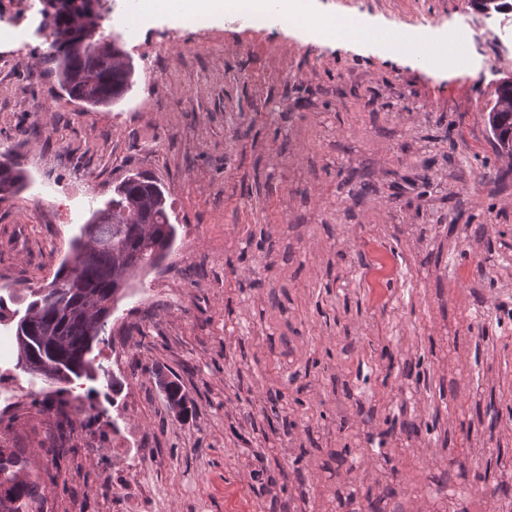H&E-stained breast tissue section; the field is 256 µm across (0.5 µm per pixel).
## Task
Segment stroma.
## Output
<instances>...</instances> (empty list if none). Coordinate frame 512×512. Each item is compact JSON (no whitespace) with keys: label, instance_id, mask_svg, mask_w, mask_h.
I'll list each match as a JSON object with an SVG mask.
<instances>
[{"label":"stroma","instance_id":"1","mask_svg":"<svg viewBox=\"0 0 512 512\" xmlns=\"http://www.w3.org/2000/svg\"><path fill=\"white\" fill-rule=\"evenodd\" d=\"M396 29L460 30L438 69L369 45L308 42L227 17L186 29L157 10L96 35L136 68L85 111L39 63L36 18L0 42V155L28 180L0 200V337L10 297L52 280L93 208L137 172L168 192L174 246L141 272L92 355L119 378L20 397L0 448L26 459L43 512L83 497L121 447L158 454L144 512H489L512 487V161L485 112L512 75V13L469 0H319ZM178 379L189 416L159 387Z\"/></svg>","mask_w":512,"mask_h":512}]
</instances>
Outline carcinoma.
Instances as JSON below:
<instances>
[{
  "mask_svg": "<svg viewBox=\"0 0 512 512\" xmlns=\"http://www.w3.org/2000/svg\"><path fill=\"white\" fill-rule=\"evenodd\" d=\"M73 0H51V13L42 11L43 23L52 30L50 50L42 65L54 72L62 90L88 110L110 107L125 98L134 85L135 67L120 46L107 43L96 51L68 50L93 25L95 12L69 6ZM506 102L490 124L498 148L512 139V86L503 87ZM27 175L8 158L0 161V200L19 193ZM176 238L170 223L164 191L152 180L135 176L114 189L112 199L91 211L79 235L71 241L68 256L50 284L29 287L12 297L26 304L15 329L17 366L38 375L60 393L75 378H97L89 358L116 303L128 290V277L145 268L143 258L153 255L158 243L168 255ZM17 454L0 450V506L22 498L39 497L38 482L15 469Z\"/></svg>",
  "mask_w": 512,
  "mask_h": 512,
  "instance_id": "carcinoma-1",
  "label": "carcinoma"
}]
</instances>
